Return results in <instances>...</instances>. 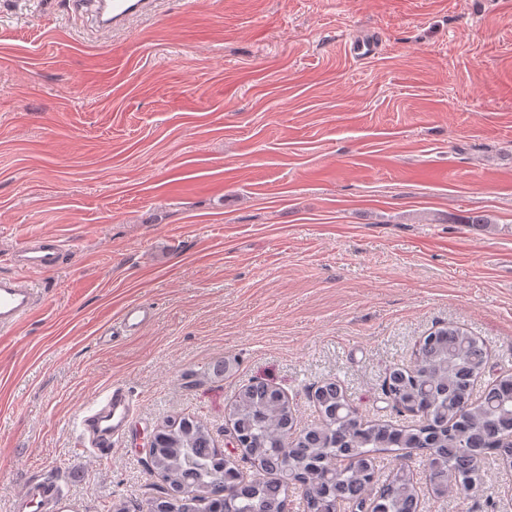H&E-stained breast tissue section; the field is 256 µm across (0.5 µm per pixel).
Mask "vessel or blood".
Returning a JSON list of instances; mask_svg holds the SVG:
<instances>
[{
	"label": "vessel or blood",
	"mask_w": 512,
	"mask_h": 512,
	"mask_svg": "<svg viewBox=\"0 0 512 512\" xmlns=\"http://www.w3.org/2000/svg\"><path fill=\"white\" fill-rule=\"evenodd\" d=\"M155 0H97L92 26L100 33L114 30L131 19L153 11ZM65 252L64 242L55 236L29 238L13 250L11 259L19 268L16 277H0V335L11 333L22 321L35 317L43 308L44 299L33 280L34 275L59 269ZM151 310L142 304L124 309L119 328L101 331L99 340L106 343L117 334L132 336L149 322ZM133 415V399L121 385L112 386L82 408L76 428L85 448L95 454L111 451L113 441L122 438ZM63 496L62 487L51 478L31 482L23 497L37 502L41 512H54Z\"/></svg>",
	"instance_id": "vessel-or-blood-1"
}]
</instances>
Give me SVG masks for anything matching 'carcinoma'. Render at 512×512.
I'll return each instance as SVG.
<instances>
[{"label": "carcinoma", "instance_id": "obj_1", "mask_svg": "<svg viewBox=\"0 0 512 512\" xmlns=\"http://www.w3.org/2000/svg\"><path fill=\"white\" fill-rule=\"evenodd\" d=\"M486 362L484 342L457 323L420 339L412 364L393 368L383 385L394 407L418 414L406 426L364 419L341 384L326 381L313 394L318 422L299 430L280 388L249 383L226 411L244 448L239 461L215 445L203 422L167 418L152 443L149 475L159 483L147 512H288L297 489L302 512H423L409 465L414 457L431 499L468 493L480 486L483 458L512 463V374L496 377L472 400ZM382 453L391 470L380 483Z\"/></svg>", "mask_w": 512, "mask_h": 512}]
</instances>
